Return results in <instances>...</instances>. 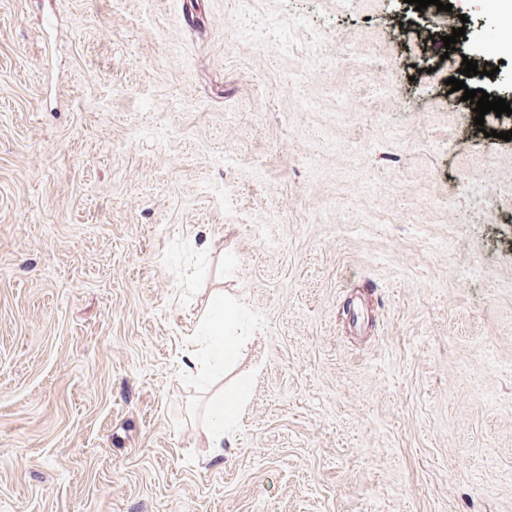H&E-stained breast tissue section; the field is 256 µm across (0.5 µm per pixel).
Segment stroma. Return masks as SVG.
<instances>
[{
	"label": "stroma",
	"instance_id": "stroma-1",
	"mask_svg": "<svg viewBox=\"0 0 512 512\" xmlns=\"http://www.w3.org/2000/svg\"><path fill=\"white\" fill-rule=\"evenodd\" d=\"M399 8L0 0V512H512V141ZM211 328L213 334L211 336L210 353L222 360L230 358L234 352L233 338L231 336H223V330L218 322H213ZM242 401V394L219 398L206 414L208 437L211 448H216V457L221 456L224 447V427L232 422Z\"/></svg>",
	"mask_w": 512,
	"mask_h": 512
}]
</instances>
